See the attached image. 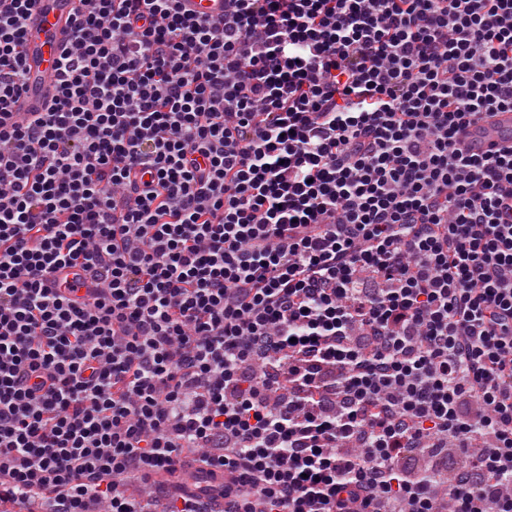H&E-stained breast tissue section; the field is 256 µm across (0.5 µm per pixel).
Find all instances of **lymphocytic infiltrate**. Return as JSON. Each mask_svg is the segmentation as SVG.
Instances as JSON below:
<instances>
[{"instance_id": "obj_1", "label": "lymphocytic infiltrate", "mask_w": 512, "mask_h": 512, "mask_svg": "<svg viewBox=\"0 0 512 512\" xmlns=\"http://www.w3.org/2000/svg\"><path fill=\"white\" fill-rule=\"evenodd\" d=\"M32 2L0 0V504L211 512L152 480L194 464L224 512H512V146L457 136L512 110V0H84L27 119ZM451 439L452 484L398 469ZM182 5L187 12L196 15H224V0H182Z\"/></svg>"}]
</instances>
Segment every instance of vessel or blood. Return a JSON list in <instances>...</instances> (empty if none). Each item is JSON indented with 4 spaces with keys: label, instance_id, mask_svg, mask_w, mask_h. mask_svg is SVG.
<instances>
[{
    "label": "vessel or blood",
    "instance_id": "obj_1",
    "mask_svg": "<svg viewBox=\"0 0 512 512\" xmlns=\"http://www.w3.org/2000/svg\"><path fill=\"white\" fill-rule=\"evenodd\" d=\"M79 0H35L29 13L23 45L25 85L15 103L17 114L39 110L55 94V60L67 46ZM460 141L477 153L512 144V113L503 112L460 129Z\"/></svg>",
    "mask_w": 512,
    "mask_h": 512
}]
</instances>
